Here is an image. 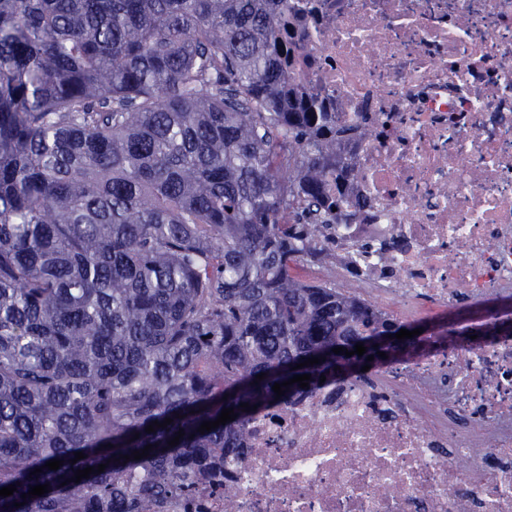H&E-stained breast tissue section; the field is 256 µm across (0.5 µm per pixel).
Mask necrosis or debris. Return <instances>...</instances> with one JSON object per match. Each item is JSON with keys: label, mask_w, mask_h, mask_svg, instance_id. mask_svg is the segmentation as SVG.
Wrapping results in <instances>:
<instances>
[{"label": "necrosis or debris", "mask_w": 512, "mask_h": 512, "mask_svg": "<svg viewBox=\"0 0 512 512\" xmlns=\"http://www.w3.org/2000/svg\"><path fill=\"white\" fill-rule=\"evenodd\" d=\"M283 76L367 132L333 266L398 321L439 316L371 376L260 409L219 480L161 512H512V0H289Z\"/></svg>", "instance_id": "4bbe7bcc"}]
</instances>
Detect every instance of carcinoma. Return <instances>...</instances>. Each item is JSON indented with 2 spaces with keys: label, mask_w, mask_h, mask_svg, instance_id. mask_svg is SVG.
<instances>
[{
  "label": "carcinoma",
  "mask_w": 512,
  "mask_h": 512,
  "mask_svg": "<svg viewBox=\"0 0 512 512\" xmlns=\"http://www.w3.org/2000/svg\"><path fill=\"white\" fill-rule=\"evenodd\" d=\"M288 2L0 0V512H158L240 459V404H288V360L400 327L294 274L366 206L365 132L283 84Z\"/></svg>",
  "instance_id": "cac0c4a2"
}]
</instances>
